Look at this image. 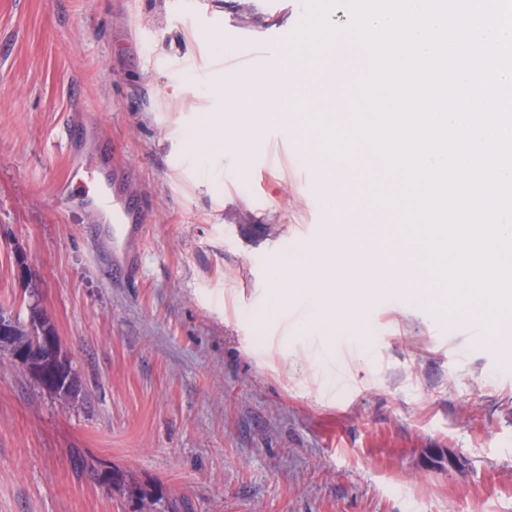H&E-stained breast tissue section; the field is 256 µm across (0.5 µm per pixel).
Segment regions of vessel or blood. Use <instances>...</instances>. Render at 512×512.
Segmentation results:
<instances>
[{
	"label": "vessel or blood",
	"mask_w": 512,
	"mask_h": 512,
	"mask_svg": "<svg viewBox=\"0 0 512 512\" xmlns=\"http://www.w3.org/2000/svg\"><path fill=\"white\" fill-rule=\"evenodd\" d=\"M65 149L71 164L65 182L56 189L58 199L66 208L100 214L101 232L112 240L115 273H132L135 265L127 247L131 241L142 240L146 212L128 195L124 187L127 174L113 165L111 144L101 140L95 126L79 114L69 121ZM93 177L98 180L96 192L79 193L85 179Z\"/></svg>",
	"instance_id": "1"
}]
</instances>
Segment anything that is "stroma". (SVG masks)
Returning a JSON list of instances; mask_svg holds the SVG:
<instances>
[{
	"mask_svg": "<svg viewBox=\"0 0 512 512\" xmlns=\"http://www.w3.org/2000/svg\"><path fill=\"white\" fill-rule=\"evenodd\" d=\"M0 0V310L51 318L78 399L0 351V512H512V358L453 304L379 291L335 340L273 308L291 246L388 208H332L282 123L195 146L224 60L279 43L308 0ZM88 112L147 206L139 272L62 211V133Z\"/></svg>",
	"mask_w": 512,
	"mask_h": 512,
	"instance_id": "1",
	"label": "stroma"
}]
</instances>
